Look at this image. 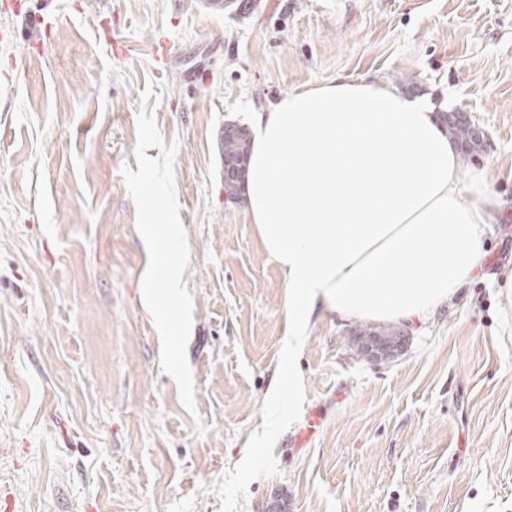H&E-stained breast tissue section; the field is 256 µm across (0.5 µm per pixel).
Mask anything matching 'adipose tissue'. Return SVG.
<instances>
[{
    "mask_svg": "<svg viewBox=\"0 0 512 512\" xmlns=\"http://www.w3.org/2000/svg\"><path fill=\"white\" fill-rule=\"evenodd\" d=\"M246 215L287 288L285 361L314 314L421 319L472 280L502 204L462 180L456 142L423 100L338 79L251 113Z\"/></svg>",
    "mask_w": 512,
    "mask_h": 512,
    "instance_id": "1",
    "label": "adipose tissue"
}]
</instances>
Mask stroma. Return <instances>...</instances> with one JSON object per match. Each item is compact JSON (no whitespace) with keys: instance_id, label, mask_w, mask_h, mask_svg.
Listing matches in <instances>:
<instances>
[{"instance_id":"1","label":"stroma","mask_w":512,"mask_h":512,"mask_svg":"<svg viewBox=\"0 0 512 512\" xmlns=\"http://www.w3.org/2000/svg\"><path fill=\"white\" fill-rule=\"evenodd\" d=\"M0 13V512H512V0H21ZM388 82L465 112L507 222L480 275L373 362L285 283L224 198L228 124L299 87ZM159 94L189 247L194 411L141 294L121 174ZM301 383L291 417L269 398ZM320 426L294 439L310 414Z\"/></svg>"}]
</instances>
